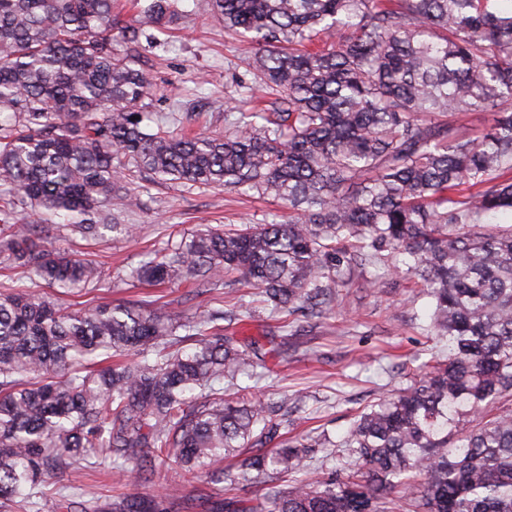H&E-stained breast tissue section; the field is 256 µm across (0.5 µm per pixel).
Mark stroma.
<instances>
[{"label":"stroma","instance_id":"obj_1","mask_svg":"<svg viewBox=\"0 0 512 512\" xmlns=\"http://www.w3.org/2000/svg\"><path fill=\"white\" fill-rule=\"evenodd\" d=\"M179 11L192 12L187 27L145 28L135 52L159 93L149 112L168 117L193 113V129L224 130V105L237 99L251 76L246 59L252 45L235 41L210 10L209 0H175ZM143 209L129 212L126 223L136 225L130 240L113 235L109 241L87 240L56 217L42 234V245L73 252L112 270V285L86 289L68 297L67 307L117 304L141 296L164 297L173 313L188 318L206 316L214 308L212 293L196 294L194 284L182 281L160 287L132 284L125 267L161 255L168 243L191 237L204 226L265 224L283 209L270 199L238 194L222 187L186 190L170 183L152 185ZM224 307L231 311V328L252 346L256 376L238 378L225 386L224 397L236 400L240 389L253 399L277 407L283 437L326 434L340 441L355 416L376 397L406 387L424 361L448 352L426 327L428 300L416 279L387 278L370 287L357 279L346 290L345 304L320 317L298 312L272 318L255 299L253 289L226 277ZM288 405H281V398ZM84 499L99 500L110 512L114 497L137 494L155 498L175 494L184 499L226 497L229 483H208L201 471L169 463L151 478L131 467L104 474L89 471L81 479Z\"/></svg>","mask_w":512,"mask_h":512}]
</instances>
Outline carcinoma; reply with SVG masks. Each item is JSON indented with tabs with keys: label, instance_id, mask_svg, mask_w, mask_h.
<instances>
[{
	"label": "carcinoma",
	"instance_id": "1",
	"mask_svg": "<svg viewBox=\"0 0 512 512\" xmlns=\"http://www.w3.org/2000/svg\"><path fill=\"white\" fill-rule=\"evenodd\" d=\"M491 0H212L224 31L253 44L254 82L224 133L146 123L157 94L115 39L176 19L172 0H0V236L29 279L73 293L112 282L75 253L41 248L30 210L66 216L95 240L112 209L142 206L143 174L191 189L271 197L288 219L209 228L126 270L128 281L235 273L271 314L344 304L372 267L418 279L428 332L448 339L400 391L351 424L339 466L308 472L320 441H276L267 404L224 400L225 380L252 367L248 347L214 311L177 318L131 301L69 310L27 291L0 293V507L24 509L61 470L135 463L145 451L188 469L240 457L236 486H263L209 512H512V7ZM488 112L462 132L458 117ZM277 442L267 448L271 442ZM177 496L127 495L113 512H173Z\"/></svg>",
	"mask_w": 512,
	"mask_h": 512
}]
</instances>
